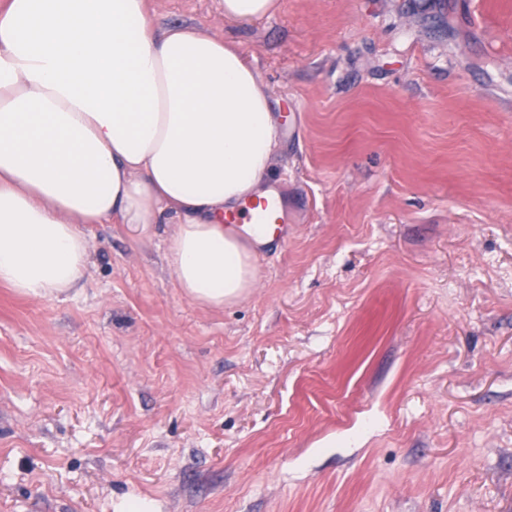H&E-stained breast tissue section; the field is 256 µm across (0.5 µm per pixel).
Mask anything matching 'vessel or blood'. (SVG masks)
I'll list each match as a JSON object with an SVG mask.
<instances>
[{
    "label": "vessel or blood",
    "instance_id": "obj_1",
    "mask_svg": "<svg viewBox=\"0 0 512 512\" xmlns=\"http://www.w3.org/2000/svg\"><path fill=\"white\" fill-rule=\"evenodd\" d=\"M226 224L244 237L262 234L264 240L281 241L284 232L283 200L278 192L246 200L238 212L226 215Z\"/></svg>",
    "mask_w": 512,
    "mask_h": 512
}]
</instances>
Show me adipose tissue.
I'll list each match as a JSON object with an SVG mask.
<instances>
[{
	"label": "adipose tissue",
	"mask_w": 512,
	"mask_h": 512,
	"mask_svg": "<svg viewBox=\"0 0 512 512\" xmlns=\"http://www.w3.org/2000/svg\"><path fill=\"white\" fill-rule=\"evenodd\" d=\"M280 124L243 52L147 0H0V284L27 297L84 275V224H171L190 299L256 281L224 216L261 195Z\"/></svg>",
	"instance_id": "1"
}]
</instances>
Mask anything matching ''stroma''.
<instances>
[{
  "label": "stroma",
  "instance_id": "obj_1",
  "mask_svg": "<svg viewBox=\"0 0 512 512\" xmlns=\"http://www.w3.org/2000/svg\"><path fill=\"white\" fill-rule=\"evenodd\" d=\"M238 46L288 235L215 309L173 225L0 285V512H512V0H148ZM224 19L226 21L250 22L272 16L277 0H223Z\"/></svg>",
  "mask_w": 512,
  "mask_h": 512
}]
</instances>
